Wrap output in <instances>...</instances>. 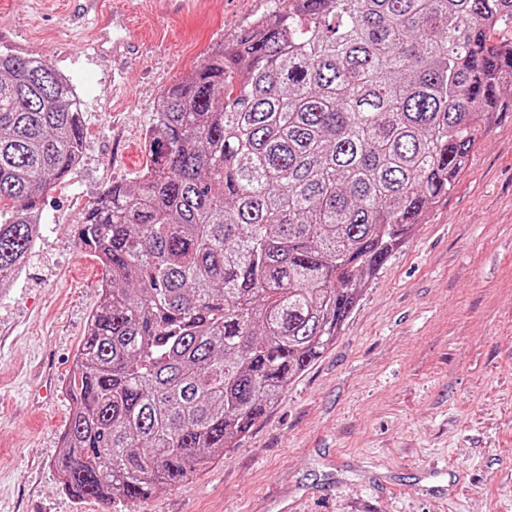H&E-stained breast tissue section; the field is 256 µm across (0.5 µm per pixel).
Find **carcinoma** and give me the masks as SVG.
I'll use <instances>...</instances> for the list:
<instances>
[{
	"label": "carcinoma",
	"instance_id": "cac0c4a2",
	"mask_svg": "<svg viewBox=\"0 0 512 512\" xmlns=\"http://www.w3.org/2000/svg\"><path fill=\"white\" fill-rule=\"evenodd\" d=\"M166 89L79 225L104 267L56 460L135 504L246 437L512 111V0H274ZM48 60L0 52V291L83 158Z\"/></svg>",
	"mask_w": 512,
	"mask_h": 512
}]
</instances>
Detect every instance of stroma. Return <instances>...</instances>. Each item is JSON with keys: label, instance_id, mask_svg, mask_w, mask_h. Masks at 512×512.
<instances>
[{"label": "stroma", "instance_id": "1", "mask_svg": "<svg viewBox=\"0 0 512 512\" xmlns=\"http://www.w3.org/2000/svg\"><path fill=\"white\" fill-rule=\"evenodd\" d=\"M273 0H0V49L83 99L79 169L0 294V512H512V112L372 278L335 344L235 447L132 505L79 501L55 461L104 269L76 228L135 181L159 96ZM130 40L112 56V41Z\"/></svg>", "mask_w": 512, "mask_h": 512}]
</instances>
